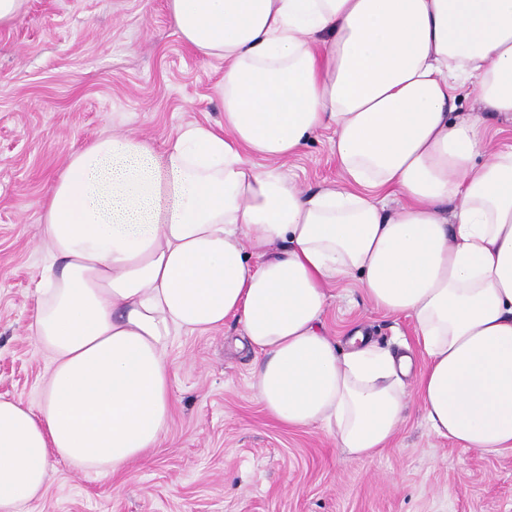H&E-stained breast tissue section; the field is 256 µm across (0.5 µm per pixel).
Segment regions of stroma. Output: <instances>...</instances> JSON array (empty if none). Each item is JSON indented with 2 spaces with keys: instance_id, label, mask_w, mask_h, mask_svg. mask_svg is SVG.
Returning <instances> with one entry per match:
<instances>
[{
  "instance_id": "1",
  "label": "stroma",
  "mask_w": 512,
  "mask_h": 512,
  "mask_svg": "<svg viewBox=\"0 0 512 512\" xmlns=\"http://www.w3.org/2000/svg\"><path fill=\"white\" fill-rule=\"evenodd\" d=\"M224 63L179 38L166 0H28L0 28V395L37 404L51 359L37 344L34 281L41 203L67 158L105 130L164 145L180 127L224 120ZM302 191L340 186L328 133L288 159ZM325 315L380 348L415 345L410 319L336 283ZM241 327L177 337L169 350L165 445L101 476L54 462L44 495L21 512H512V451L488 456L429 433L418 401L387 448L344 455L323 432L279 424L252 398L254 355Z\"/></svg>"
}]
</instances>
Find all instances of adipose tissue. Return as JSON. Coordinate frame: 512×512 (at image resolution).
Returning <instances> with one entry per match:
<instances>
[{
  "instance_id": "adipose-tissue-1",
  "label": "adipose tissue",
  "mask_w": 512,
  "mask_h": 512,
  "mask_svg": "<svg viewBox=\"0 0 512 512\" xmlns=\"http://www.w3.org/2000/svg\"><path fill=\"white\" fill-rule=\"evenodd\" d=\"M224 62L223 125L164 146L105 133L42 205L38 405L0 398V512L41 497L56 459L111 474L161 447L168 348L233 318L274 419L373 457L417 396L433 435L512 449V141L451 120L458 81L512 118V0H167ZM329 132L343 186L303 193L279 161ZM400 196L392 211L380 193ZM353 280L410 318L425 364L325 332Z\"/></svg>"
}]
</instances>
